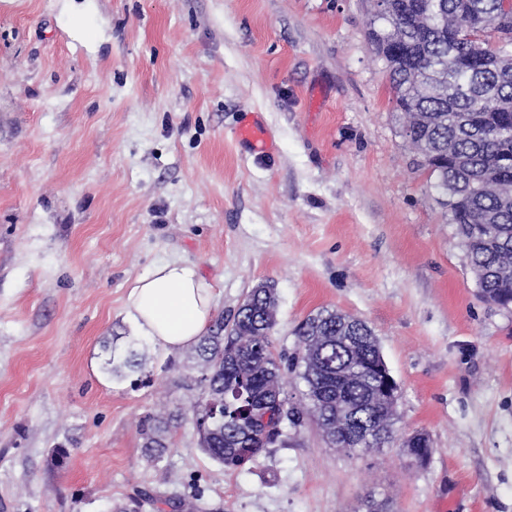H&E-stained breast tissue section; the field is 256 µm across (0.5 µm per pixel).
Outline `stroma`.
I'll return each instance as SVG.
<instances>
[{"label": "stroma", "mask_w": 512, "mask_h": 512, "mask_svg": "<svg viewBox=\"0 0 512 512\" xmlns=\"http://www.w3.org/2000/svg\"><path fill=\"white\" fill-rule=\"evenodd\" d=\"M371 10L0 0V512H108L140 490L211 512H364L371 492L394 512H512V310L480 299L401 134ZM246 119L267 153L239 142ZM171 258L199 267L217 317L273 285L288 354L311 313L365 321L429 463L344 452L308 423L233 471L187 424L150 465L141 422L199 391L190 350L134 341L124 302ZM131 342L137 387L105 369Z\"/></svg>", "instance_id": "1"}]
</instances>
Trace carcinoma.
Masks as SVG:
<instances>
[{
  "mask_svg": "<svg viewBox=\"0 0 512 512\" xmlns=\"http://www.w3.org/2000/svg\"><path fill=\"white\" fill-rule=\"evenodd\" d=\"M421 2L392 0V10L416 29L420 23L436 26L442 18L452 22L460 5L469 3L489 18L481 35L484 45L490 47L512 31V24L500 20L499 0H440L441 11L432 17L418 11ZM369 33L375 35L372 46L385 61L404 138L414 151L429 152L428 174L434 187L447 196L458 193L462 185L468 187L448 211V221L457 226L470 266L480 272L487 295L512 305V277L498 273L501 255L512 252V131L496 139L484 132L503 119L501 104L512 101V75L505 80L496 71L472 75L455 67L457 56L471 50L468 32L453 44L435 34L423 40L411 34L395 53L383 48L390 28L376 14L369 18ZM489 170L500 177L497 196L474 189ZM275 325L274 288L262 284L250 291L229 330H224L222 318L206 329L194 347L196 366L207 367L199 382L201 403L188 412L177 409L144 420L140 435L148 462L163 461L173 432L193 415L200 420L193 424L200 449L228 470L268 451L272 440L260 429L261 420L282 409L294 428L317 411L350 418L343 442L351 452L380 449L398 440L393 403L385 400V382L375 369L373 331L364 321L320 311L297 330L298 356L279 360L268 356ZM299 367L306 404L286 397L277 405L256 401L269 384L282 382L284 371ZM140 369L135 349H112L107 370L113 375L121 378Z\"/></svg>",
  "mask_w": 512,
  "mask_h": 512,
  "instance_id": "carcinoma-1",
  "label": "carcinoma"
}]
</instances>
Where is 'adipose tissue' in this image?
Instances as JSON below:
<instances>
[{"label":"adipose tissue","instance_id":"obj_1","mask_svg":"<svg viewBox=\"0 0 512 512\" xmlns=\"http://www.w3.org/2000/svg\"><path fill=\"white\" fill-rule=\"evenodd\" d=\"M214 306V291L199 268L169 259L133 282L124 310L136 335L173 353L198 341Z\"/></svg>","mask_w":512,"mask_h":512}]
</instances>
